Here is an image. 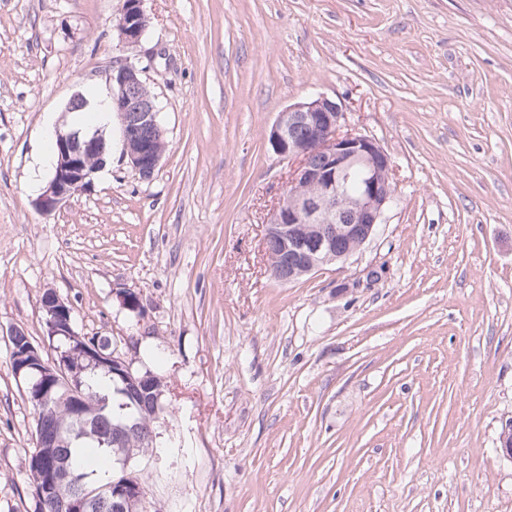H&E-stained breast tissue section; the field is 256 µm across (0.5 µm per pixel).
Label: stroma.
Masks as SVG:
<instances>
[{
	"label": "stroma",
	"instance_id": "stroma-1",
	"mask_svg": "<svg viewBox=\"0 0 512 512\" xmlns=\"http://www.w3.org/2000/svg\"><path fill=\"white\" fill-rule=\"evenodd\" d=\"M122 6L0 0V512H34L6 333L50 355L49 289L164 382L126 467L142 512H512V0H144L137 45ZM124 60L161 108L158 169L88 124L107 167L42 214L33 166ZM321 96L391 156L395 199L360 253L284 284L269 132ZM150 25V18L143 9V0H124L115 29L127 44H139Z\"/></svg>",
	"mask_w": 512,
	"mask_h": 512
}]
</instances>
